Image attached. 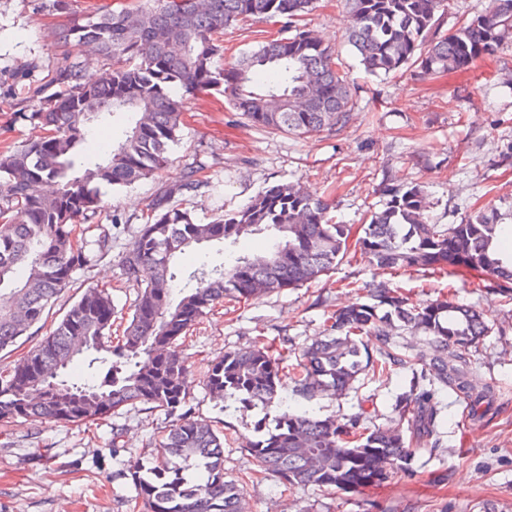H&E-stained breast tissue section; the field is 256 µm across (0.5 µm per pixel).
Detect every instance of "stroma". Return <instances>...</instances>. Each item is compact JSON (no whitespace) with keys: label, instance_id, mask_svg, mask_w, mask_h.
<instances>
[{"label":"stroma","instance_id":"stroma-1","mask_svg":"<svg viewBox=\"0 0 512 512\" xmlns=\"http://www.w3.org/2000/svg\"><path fill=\"white\" fill-rule=\"evenodd\" d=\"M87 0H0V144L18 146L39 135L33 87L55 92L56 34L83 23ZM346 0H318L306 23L331 47L352 81L356 109L335 135L299 137L253 125L229 108L221 92L185 99V112L168 162L156 175L124 187L101 189L102 221L112 227V249L88 268L49 313L59 321L88 289L106 290L118 315L128 316L136 286L126 280L120 257L131 245L148 202L193 167H204L211 185L176 197L175 205L199 223L247 205L268 187L301 182L327 191L331 214L360 223L367 210H381L387 191L410 183L426 187L429 213L440 224L497 209L512 224V43L479 59L471 70L438 78L409 71L365 73L344 39ZM346 280L383 282L419 305L440 296L476 307L494 331L471 356L472 389H497L488 414L474 421L451 391L438 396L440 445L418 453L408 469L386 482L346 493L331 487L286 490L258 474L253 442L275 426L276 412L248 408L232 398L214 399L203 385L211 364L225 350L266 339L286 343L291 357L324 336L328 316L354 301ZM190 370L186 415L209 421L224 440V472L243 491L246 512H512V303L494 280L474 287L458 278L419 270L390 276L365 254L343 259L331 277L296 289L268 293L232 305L217 304L179 340ZM411 369L391 376L358 375L348 396L306 400L284 383L279 396L293 411L347 417L373 411V426L395 424L397 396L408 392ZM168 424L152 405L128 404L81 423L20 419L0 424V512H132L136 495L127 476L133 461L152 460ZM122 434L113 442V431Z\"/></svg>","mask_w":512,"mask_h":512}]
</instances>
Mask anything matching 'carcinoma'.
I'll list each match as a JSON object with an SVG mask.
<instances>
[{
    "label": "carcinoma",
    "instance_id": "obj_1",
    "mask_svg": "<svg viewBox=\"0 0 512 512\" xmlns=\"http://www.w3.org/2000/svg\"><path fill=\"white\" fill-rule=\"evenodd\" d=\"M347 2L346 40L371 75L404 68L435 77L466 71L475 58L512 37V0H490L483 13L449 36L439 34L447 0ZM313 5L314 0H125L114 10L92 3L85 23L62 30L56 67L62 91L39 97L37 112L16 113L20 121H38L46 135L0 150V351L31 335L73 273L108 253L112 225L100 219L99 186H128L164 167L184 108L175 90L207 95L222 85L233 110L279 133L307 137L346 127L354 109L349 78L334 51L300 24ZM244 19L282 21L291 36L264 39L227 60L224 30ZM84 44L96 47L102 63L95 82L83 78L85 63L73 54ZM217 59L224 67H215ZM117 115L131 119L123 139L106 144L98 162L77 171L75 157L92 125ZM201 172L189 171L147 204L145 222L121 256L123 275L138 288L121 339H111V297L89 289L26 358L0 373V422L34 417L77 423L137 402L166 411L171 424L161 455L148 466L128 467L142 512H243L240 488L224 477V443L210 424L178 414L190 385L178 337L212 305L328 277L353 249L390 274L425 269L444 277L487 275L512 303V253L502 248L506 227L493 211L463 224H436L427 214L424 188L399 187L351 244L353 225L329 217L325 195L281 183L201 224L168 206L171 197L208 186ZM92 230L98 234L90 243L84 234ZM261 234L270 242L264 256L238 251L242 240ZM213 241L224 244L232 261L219 269L203 263L180 274L175 259ZM342 287L388 306L387 320L432 336L418 357L428 385L410 382L395 404L393 428L367 427L363 408L346 420L282 411L275 429L252 444L251 453L260 473L288 489L355 491L380 484L389 476L384 462L406 466L417 452L436 446L439 391H453L474 420L484 418L482 406L494 400V388L475 395L467 380L465 355L491 333L477 309L445 297L412 306L380 283ZM327 331L303 350L293 371L286 347L271 341L226 351L211 365L205 386L241 403L273 406L287 379L309 400L338 397L367 368L384 375L408 364L392 350L374 304L355 301L332 313ZM372 334L380 339L375 359L361 342ZM450 348L459 352L457 365L448 364ZM78 361L86 374L75 380L69 370ZM187 464L196 477L183 476Z\"/></svg>",
    "mask_w": 512,
    "mask_h": 512
}]
</instances>
